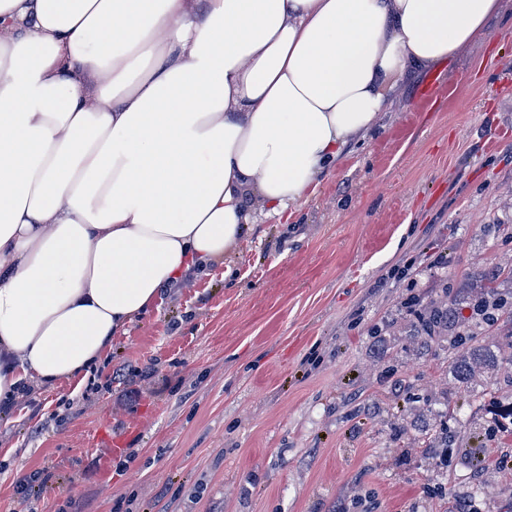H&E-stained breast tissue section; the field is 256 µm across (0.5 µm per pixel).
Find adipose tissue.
<instances>
[{
	"label": "adipose tissue",
	"instance_id": "1",
	"mask_svg": "<svg viewBox=\"0 0 512 512\" xmlns=\"http://www.w3.org/2000/svg\"><path fill=\"white\" fill-rule=\"evenodd\" d=\"M499 0H0V402L298 208Z\"/></svg>",
	"mask_w": 512,
	"mask_h": 512
}]
</instances>
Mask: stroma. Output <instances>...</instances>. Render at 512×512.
<instances>
[{"label": "stroma", "mask_w": 512, "mask_h": 512, "mask_svg": "<svg viewBox=\"0 0 512 512\" xmlns=\"http://www.w3.org/2000/svg\"><path fill=\"white\" fill-rule=\"evenodd\" d=\"M439 91L421 102L420 89ZM512 267V0L406 77L292 217L164 291L96 373L0 409V512H512L493 377L466 397L420 307ZM130 408L116 406L129 380ZM455 433L447 464L426 446ZM134 461H127V454ZM48 470L42 490L20 477Z\"/></svg>", "instance_id": "1"}]
</instances>
